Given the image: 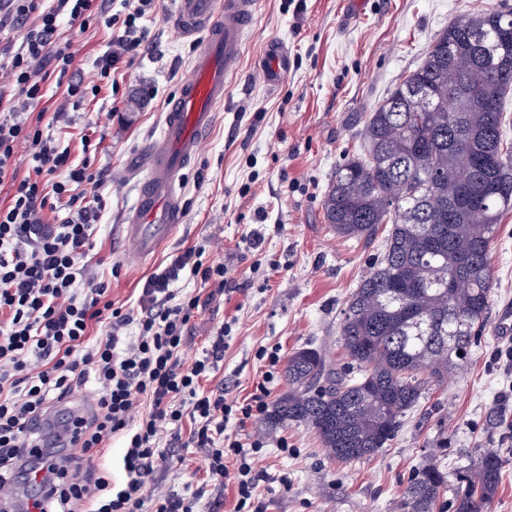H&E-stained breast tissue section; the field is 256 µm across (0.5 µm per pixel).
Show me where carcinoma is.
I'll return each instance as SVG.
<instances>
[{"instance_id": "1", "label": "carcinoma", "mask_w": 512, "mask_h": 512, "mask_svg": "<svg viewBox=\"0 0 512 512\" xmlns=\"http://www.w3.org/2000/svg\"><path fill=\"white\" fill-rule=\"evenodd\" d=\"M512 91V8L455 17L418 67L366 118L364 152L336 168L326 223L351 240L389 225L384 252L351 293L339 325L359 375L324 348L288 356V392L271 426L304 425L339 462L389 445L426 386L461 366L489 320L491 254L512 209V145L503 107ZM502 460L481 454L459 474L455 512H485ZM448 492L434 465L414 469L399 512H440Z\"/></svg>"}]
</instances>
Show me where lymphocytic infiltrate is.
<instances>
[{"label":"lymphocytic infiltrate","mask_w":512,"mask_h":512,"mask_svg":"<svg viewBox=\"0 0 512 512\" xmlns=\"http://www.w3.org/2000/svg\"><path fill=\"white\" fill-rule=\"evenodd\" d=\"M152 3L126 0L124 18L106 17L113 38L96 64L98 80L138 54L147 35L136 21ZM105 12L106 0H0V29L26 30L17 50L0 51V186L10 187L0 204V501H12L37 475L39 512H193L184 495L150 485L164 461V434L185 429L189 445L206 449L209 476L232 477V512H264L255 460L266 441L257 435L246 446L239 435L268 409L278 352L268 353V371L242 400L223 385H205L224 356L223 334L195 359L183 356L200 298L177 295L173 285L188 271L211 295H224L232 290L224 265L203 264L194 247L177 250L145 279L131 307L112 300L84 263L104 207V175L71 161L44 133L36 107L50 82L65 88L73 108L86 104L88 90L71 74L77 44L61 38L60 21L82 24ZM21 147L32 161L22 179L14 168ZM63 209L67 217L49 224ZM98 325L104 335H93ZM90 380L95 411L57 426V406ZM115 439L124 442L126 478L118 483L82 477V462L60 451L78 443L95 453Z\"/></svg>","instance_id":"f902f5d3"}]
</instances>
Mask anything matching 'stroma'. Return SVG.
Masks as SVG:
<instances>
[{
	"instance_id": "1",
	"label": "stroma",
	"mask_w": 512,
	"mask_h": 512,
	"mask_svg": "<svg viewBox=\"0 0 512 512\" xmlns=\"http://www.w3.org/2000/svg\"><path fill=\"white\" fill-rule=\"evenodd\" d=\"M512 6V0H258L253 31L237 74L226 85L212 132L194 165L181 177L185 221L167 244L137 267L126 255L123 216L137 186L127 176L131 155L159 136L165 105L191 74L194 47L170 26L171 0H155L137 24L149 48L121 65L87 109L73 110L64 92L48 84L40 106L60 118L46 126L75 162L106 174L105 207L96 226L91 259L108 257L114 300L136 299L148 277L173 251L205 249L224 264L234 291L209 297L199 278L184 274L175 287L201 295L186 358L199 354L208 336L227 327L224 359L212 374L233 396L252 392L264 370L260 347L279 346L281 357L313 345L350 369L339 323L358 281L384 249L383 237L349 241L326 223L322 203L344 155L361 151L369 112L412 70L455 16L469 9ZM111 30L96 20L78 37V74L91 80L107 51ZM284 41L291 68L267 88L258 62L267 41ZM262 244L249 255L240 246L251 231ZM496 276L490 318L473 341L462 369L442 386L429 387L410 410L395 439L371 458L332 461L306 427L271 428L257 422L242 435H262L257 462L268 478L258 493L266 512H397L407 478L425 464L456 486L481 450L503 460L498 492L487 512H512V430L501 426L497 397L512 385L493 358L512 340V212L503 216L492 252ZM289 453H282L280 440ZM166 458L153 486L193 498L194 512H231V479L212 480L202 448H185L164 437ZM287 483H280V476Z\"/></svg>"
}]
</instances>
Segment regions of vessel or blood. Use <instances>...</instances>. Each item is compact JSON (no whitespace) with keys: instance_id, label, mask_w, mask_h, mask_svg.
I'll list each match as a JSON object with an SVG mask.
<instances>
[{"instance_id":"vessel-or-blood-1","label":"vessel or blood","mask_w":512,"mask_h":512,"mask_svg":"<svg viewBox=\"0 0 512 512\" xmlns=\"http://www.w3.org/2000/svg\"><path fill=\"white\" fill-rule=\"evenodd\" d=\"M256 5V0H173L177 35L197 44L193 74L169 100L160 137L140 148L129 163L131 172L142 177L124 222L130 264L154 254L184 219L181 173L209 137L224 86L235 74L245 36L254 25ZM259 69L265 84L276 86L288 71L286 44L270 41Z\"/></svg>"}]
</instances>
